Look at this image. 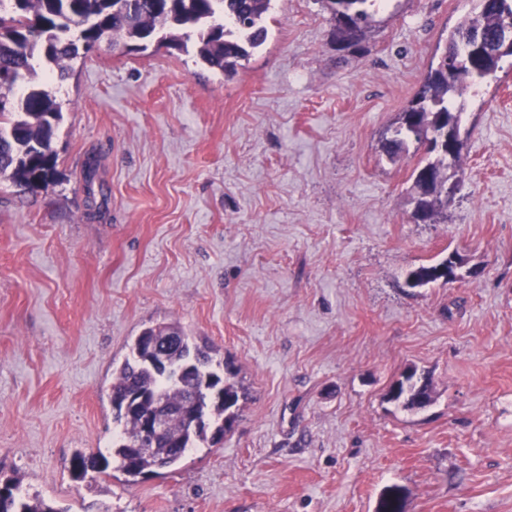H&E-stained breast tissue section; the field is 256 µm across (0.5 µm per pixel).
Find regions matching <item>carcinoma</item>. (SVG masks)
Returning a JSON list of instances; mask_svg holds the SVG:
<instances>
[{
    "instance_id": "1",
    "label": "carcinoma",
    "mask_w": 512,
    "mask_h": 512,
    "mask_svg": "<svg viewBox=\"0 0 512 512\" xmlns=\"http://www.w3.org/2000/svg\"><path fill=\"white\" fill-rule=\"evenodd\" d=\"M343 42L356 45L369 27L382 0H326ZM273 0H0V178L34 191L45 188L56 176L57 155L53 140L62 112L53 91L38 75L34 61L52 67L62 80L69 62L80 53H89L103 40L124 42L131 50H144L153 40L180 50L196 40L197 55L224 74L233 73L239 61L261 47L268 35ZM81 17L79 38L69 36L72 17ZM512 26V0H482L480 11L464 19L453 32L447 50L411 104L398 118L394 136L385 139L383 150L394 157L413 140L419 144L448 126L451 113L462 109L457 99L496 75L501 61L512 56V46L501 52L500 31ZM482 33L491 53L474 68L461 62L448 73L447 55L463 54L462 39L469 33ZM462 152L448 160L447 152L422 157L413 170L412 217L424 216L433 224L452 202L448 197V169L457 167ZM437 264H422L409 271L414 286L436 282ZM172 336H157L158 351L169 367L151 368L141 360L142 336L130 345V357L116 370L112 393L142 395L148 409L153 398L170 406L195 403L200 422L192 425L182 415L170 418V437L156 448L136 458L131 443L138 432L136 423L118 411L115 421L122 425L119 438L108 454L75 456L73 476L83 479L88 471L104 473L111 464L129 477L137 478L156 469L176 466L185 453L230 430L246 399V390L235 380L236 373L225 367L226 376L212 368V359L180 327L171 325ZM224 385V398L216 400L209 388ZM391 401L405 408L422 407L432 401V384L425 374L408 370L391 386ZM8 496L0 497V512H61L41 500L26 501L14 495L6 481ZM376 512H404L403 496L392 487L381 496Z\"/></svg>"
}]
</instances>
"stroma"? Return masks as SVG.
<instances>
[{"label":"stroma","mask_w":512,"mask_h":512,"mask_svg":"<svg viewBox=\"0 0 512 512\" xmlns=\"http://www.w3.org/2000/svg\"><path fill=\"white\" fill-rule=\"evenodd\" d=\"M478 2L388 0L349 47L326 0H276L230 77L158 42L72 61L54 181L0 178V481L62 512H376L394 486L406 512H512V66L465 98L446 221L414 223L417 158L382 149ZM453 252L478 276L407 287ZM158 324L232 363L236 422L74 480ZM411 367L418 410L385 399Z\"/></svg>","instance_id":"obj_1"}]
</instances>
